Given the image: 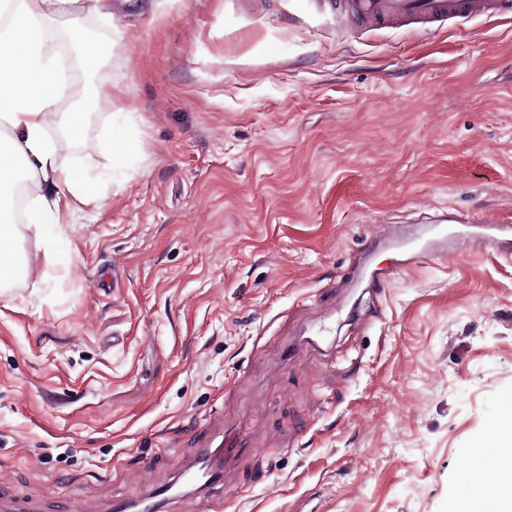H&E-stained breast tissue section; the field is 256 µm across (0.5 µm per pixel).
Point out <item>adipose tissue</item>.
I'll use <instances>...</instances> for the list:
<instances>
[{
  "label": "adipose tissue",
  "instance_id": "1",
  "mask_svg": "<svg viewBox=\"0 0 512 512\" xmlns=\"http://www.w3.org/2000/svg\"><path fill=\"white\" fill-rule=\"evenodd\" d=\"M77 0H0V288L30 268L17 250L19 229L13 199L22 181L48 185L31 198L28 229L47 253L64 240L60 216L71 200L90 201L81 175L58 166L46 128L54 107L68 101L63 122L70 139H80L84 89L57 75V54L46 35L48 22Z\"/></svg>",
  "mask_w": 512,
  "mask_h": 512
}]
</instances>
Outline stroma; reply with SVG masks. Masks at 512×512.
<instances>
[{"instance_id": "1", "label": "stroma", "mask_w": 512, "mask_h": 512, "mask_svg": "<svg viewBox=\"0 0 512 512\" xmlns=\"http://www.w3.org/2000/svg\"><path fill=\"white\" fill-rule=\"evenodd\" d=\"M75 28L112 102L79 140L52 117L94 200L53 258L21 229L31 273L0 292V501L106 512L236 431L220 512H467L512 395V264L403 244L512 215V18L355 33L327 0H112L50 25L73 59ZM119 120L121 169L98 147ZM70 41L79 47L80 64L84 70H93L97 67L101 50L99 46L84 38L79 30H71L69 33Z\"/></svg>"}]
</instances>
